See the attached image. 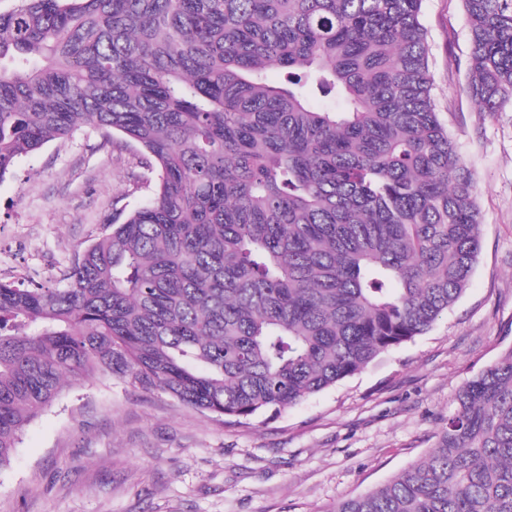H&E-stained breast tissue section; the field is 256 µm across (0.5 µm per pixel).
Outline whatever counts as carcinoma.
<instances>
[{
    "label": "carcinoma",
    "instance_id": "cac0c4a2",
    "mask_svg": "<svg viewBox=\"0 0 512 512\" xmlns=\"http://www.w3.org/2000/svg\"><path fill=\"white\" fill-rule=\"evenodd\" d=\"M467 91L512 105V0H463ZM422 0H18L0 11V179L90 126L157 172L62 288L0 282V470L103 374L249 420L425 334L480 252ZM283 72L270 84L266 71ZM433 449L329 512H512V348Z\"/></svg>",
    "mask_w": 512,
    "mask_h": 512
}]
</instances>
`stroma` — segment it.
Masks as SVG:
<instances>
[{"mask_svg": "<svg viewBox=\"0 0 512 512\" xmlns=\"http://www.w3.org/2000/svg\"><path fill=\"white\" fill-rule=\"evenodd\" d=\"M438 110L478 180L482 245L457 303L414 341L285 412L236 425L128 380L73 381L0 470V512H327L423 457L458 390L512 347V107L478 112L462 0H423ZM90 127L0 179V282L60 285L156 176Z\"/></svg>", "mask_w": 512, "mask_h": 512, "instance_id": "1", "label": "stroma"}]
</instances>
